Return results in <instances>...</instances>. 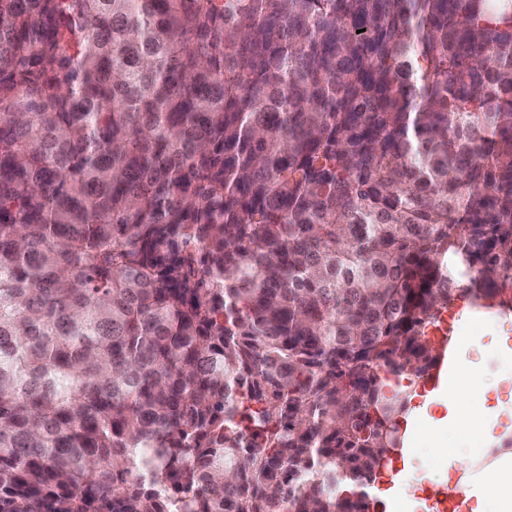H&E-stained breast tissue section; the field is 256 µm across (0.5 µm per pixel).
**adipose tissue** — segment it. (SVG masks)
Returning <instances> with one entry per match:
<instances>
[{
  "mask_svg": "<svg viewBox=\"0 0 512 512\" xmlns=\"http://www.w3.org/2000/svg\"><path fill=\"white\" fill-rule=\"evenodd\" d=\"M485 324L481 336L466 335L472 322ZM512 313L496 309L463 311L452 326L448 375L440 380V393L421 406L419 414L437 433L469 430L482 433L483 448L465 453L435 441L434 451L447 461L437 486L463 493L469 512H512V450L501 440L512 437V369L496 376L482 389L479 406H472L465 375L477 373L487 350L512 359Z\"/></svg>",
  "mask_w": 512,
  "mask_h": 512,
  "instance_id": "obj_1",
  "label": "adipose tissue"
}]
</instances>
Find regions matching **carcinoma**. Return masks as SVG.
<instances>
[{
	"label": "carcinoma",
	"mask_w": 512,
	"mask_h": 512,
	"mask_svg": "<svg viewBox=\"0 0 512 512\" xmlns=\"http://www.w3.org/2000/svg\"><path fill=\"white\" fill-rule=\"evenodd\" d=\"M511 292L512 0H0V512H370Z\"/></svg>",
	"instance_id": "carcinoma-1"
}]
</instances>
